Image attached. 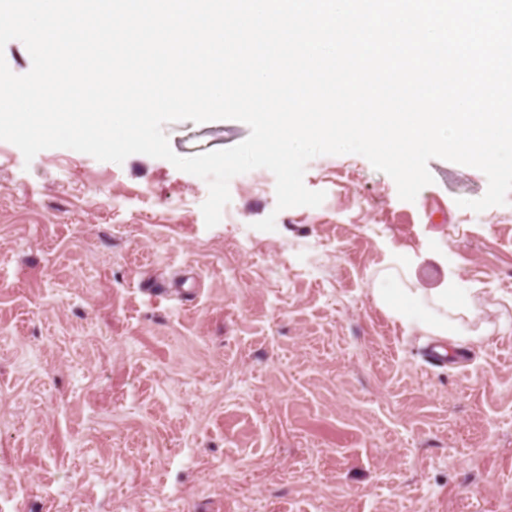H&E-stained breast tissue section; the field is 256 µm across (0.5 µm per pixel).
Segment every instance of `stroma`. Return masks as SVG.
Segmentation results:
<instances>
[{
    "label": "stroma",
    "mask_w": 512,
    "mask_h": 512,
    "mask_svg": "<svg viewBox=\"0 0 512 512\" xmlns=\"http://www.w3.org/2000/svg\"><path fill=\"white\" fill-rule=\"evenodd\" d=\"M164 132L190 157L250 130ZM428 169L408 202L320 155L323 203L280 211L258 168L209 228L167 160L0 141V512H512V193L477 213L482 171ZM394 271L475 289L478 341L430 365L374 301ZM191 277L190 301L144 289Z\"/></svg>",
    "instance_id": "35a3bbf8"
}]
</instances>
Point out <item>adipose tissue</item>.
<instances>
[{
	"label": "adipose tissue",
	"instance_id": "ef3b65f1",
	"mask_svg": "<svg viewBox=\"0 0 512 512\" xmlns=\"http://www.w3.org/2000/svg\"><path fill=\"white\" fill-rule=\"evenodd\" d=\"M473 294V289L453 282L440 289L431 301L425 302L394 280L385 282L374 291L378 304L403 325L450 340L456 346L474 342L476 336L459 323L449 320L448 315L467 309Z\"/></svg>",
	"mask_w": 512,
	"mask_h": 512
}]
</instances>
